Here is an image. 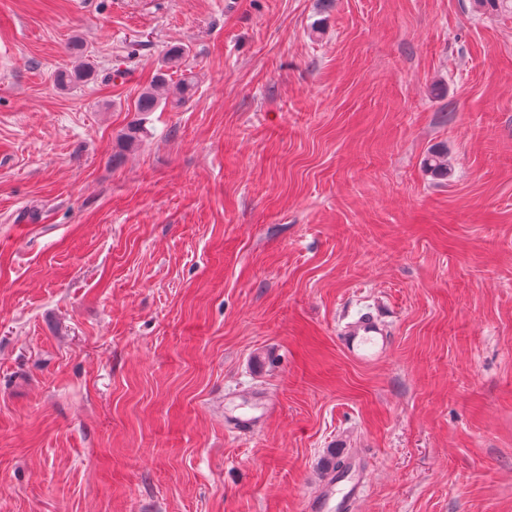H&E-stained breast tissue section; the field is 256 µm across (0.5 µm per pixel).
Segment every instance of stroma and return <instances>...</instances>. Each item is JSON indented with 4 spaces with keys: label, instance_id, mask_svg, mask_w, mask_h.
<instances>
[{
    "label": "stroma",
    "instance_id": "35a3bbf8",
    "mask_svg": "<svg viewBox=\"0 0 512 512\" xmlns=\"http://www.w3.org/2000/svg\"><path fill=\"white\" fill-rule=\"evenodd\" d=\"M347 448L360 512H512V10L0 0V512H298ZM71 52L77 59V64L72 68L62 69L56 72L55 81L57 85L62 88L68 87L75 81H79L83 78L90 76L91 71L85 64V61H79L80 58H85L83 46L78 40H75L71 47ZM185 54L186 50L184 48L172 47L166 54L162 64L156 69L149 87L144 88L139 94L135 104V112L142 117L132 121L128 125L127 130L122 134L121 142L124 148L134 146L142 137L145 130V116L149 112H156L162 103L164 106L167 104L170 95L168 91L174 74L181 72L174 88L175 91L172 93L171 105L173 107L195 93L196 83L194 78L191 75L182 73L181 64ZM339 346L353 360L369 364L382 358L392 343L389 326L371 312L348 323L337 336Z\"/></svg>",
    "mask_w": 512,
    "mask_h": 512
}]
</instances>
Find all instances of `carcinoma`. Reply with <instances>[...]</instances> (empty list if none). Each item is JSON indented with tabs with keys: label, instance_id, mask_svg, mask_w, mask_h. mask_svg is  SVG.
Segmentation results:
<instances>
[{
	"label": "carcinoma",
	"instance_id": "cac0c4a2",
	"mask_svg": "<svg viewBox=\"0 0 512 512\" xmlns=\"http://www.w3.org/2000/svg\"><path fill=\"white\" fill-rule=\"evenodd\" d=\"M71 52L75 58L79 59V62L71 68L56 72L55 81L62 88L87 78L91 74L89 67L80 61V58L84 57V49L79 41H74ZM185 54L186 50L182 47L171 48L162 64L156 69L149 87L143 89L139 94L135 104V112L139 118L132 121L122 134L121 142L124 147H132L140 140L145 130L144 123L147 114L157 111L161 105L167 102L175 107L195 93L194 78L181 72ZM176 73L180 74V78L176 81L175 91L171 93L169 87L173 82V75ZM423 166L425 171L434 177L448 176V160L445 154L439 150L431 151L424 159Z\"/></svg>",
	"mask_w": 512,
	"mask_h": 512
}]
</instances>
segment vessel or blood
Wrapping results in <instances>:
<instances>
[{
	"instance_id": "vessel-or-blood-1",
	"label": "vessel or blood",
	"mask_w": 512,
	"mask_h": 512,
	"mask_svg": "<svg viewBox=\"0 0 512 512\" xmlns=\"http://www.w3.org/2000/svg\"><path fill=\"white\" fill-rule=\"evenodd\" d=\"M339 346L353 360L369 364L382 358L392 343L388 325L364 312L344 326L337 337ZM368 461L362 449L345 452L319 488L302 499V512H358L369 484Z\"/></svg>"
}]
</instances>
